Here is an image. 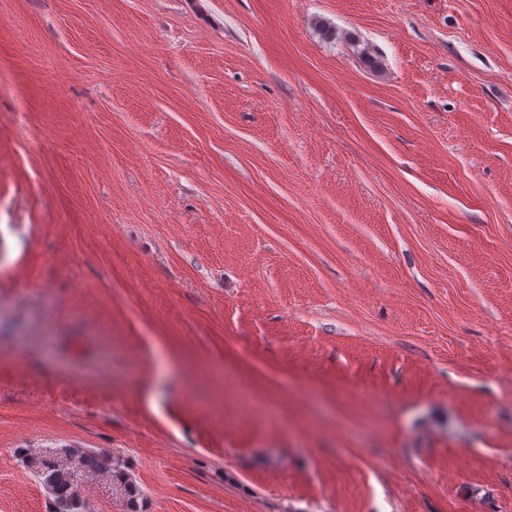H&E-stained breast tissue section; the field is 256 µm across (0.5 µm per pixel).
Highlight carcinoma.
<instances>
[{
  "label": "carcinoma",
  "instance_id": "1",
  "mask_svg": "<svg viewBox=\"0 0 512 512\" xmlns=\"http://www.w3.org/2000/svg\"><path fill=\"white\" fill-rule=\"evenodd\" d=\"M34 475L53 497L54 512H92L82 497V477L100 472H113L123 482L128 512H137L138 488L117 470H111L112 459L103 452L86 450L78 455L61 448L53 456H38Z\"/></svg>",
  "mask_w": 512,
  "mask_h": 512
}]
</instances>
